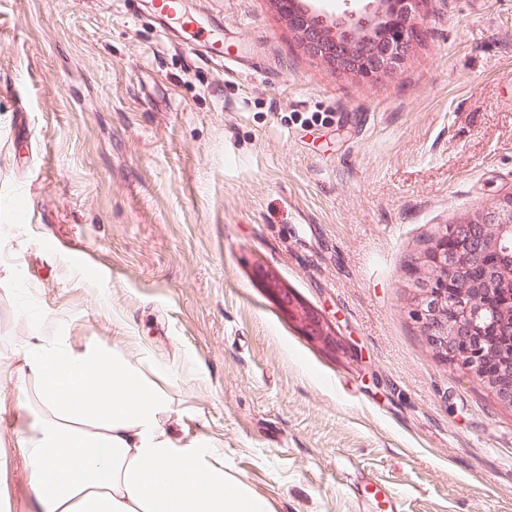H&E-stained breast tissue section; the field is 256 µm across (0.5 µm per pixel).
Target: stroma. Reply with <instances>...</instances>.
<instances>
[{"label": "stroma", "mask_w": 512, "mask_h": 512, "mask_svg": "<svg viewBox=\"0 0 512 512\" xmlns=\"http://www.w3.org/2000/svg\"><path fill=\"white\" fill-rule=\"evenodd\" d=\"M182 6L0 0V362L33 325L139 337L180 433L272 512H512V407L410 315L438 233L512 193V0H428L373 79L270 0ZM20 399L0 384V512H33ZM267 287L272 290L279 305L294 318L298 319L301 330L309 339L322 344L326 348L336 346L335 336L325 320L314 310L302 306L288 289L281 288L273 277L267 278Z\"/></svg>", "instance_id": "35a3bbf8"}]
</instances>
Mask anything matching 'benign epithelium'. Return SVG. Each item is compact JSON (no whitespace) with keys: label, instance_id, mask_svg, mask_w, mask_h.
I'll list each match as a JSON object with an SVG mask.
<instances>
[{"label":"benign epithelium","instance_id":"7a95c632","mask_svg":"<svg viewBox=\"0 0 512 512\" xmlns=\"http://www.w3.org/2000/svg\"><path fill=\"white\" fill-rule=\"evenodd\" d=\"M426 0H376L372 15L351 25L331 27L303 9L299 0H270L286 18L310 55L338 71L377 78L397 71L407 59L417 34L416 16ZM457 240L448 251V233ZM489 251L507 257V263L482 285L464 282L465 272ZM425 277L417 281L410 310L422 336L443 361L458 365L481 381L504 406L512 407V358L506 372L489 378L482 372L484 352L471 344L472 336L487 323L479 298L512 280V194L490 207L469 213L437 237L424 255ZM279 305L298 319L309 339L326 348L335 336L317 312L302 306L273 277L267 278Z\"/></svg>","mask_w":512,"mask_h":512}]
</instances>
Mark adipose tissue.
Returning <instances> with one entry per match:
<instances>
[{
	"mask_svg": "<svg viewBox=\"0 0 512 512\" xmlns=\"http://www.w3.org/2000/svg\"><path fill=\"white\" fill-rule=\"evenodd\" d=\"M0 364L24 387L15 446L34 512H271L210 439L177 435L173 398L137 337L123 350L36 330Z\"/></svg>",
	"mask_w": 512,
	"mask_h": 512,
	"instance_id": "adipose-tissue-1",
	"label": "adipose tissue"
}]
</instances>
